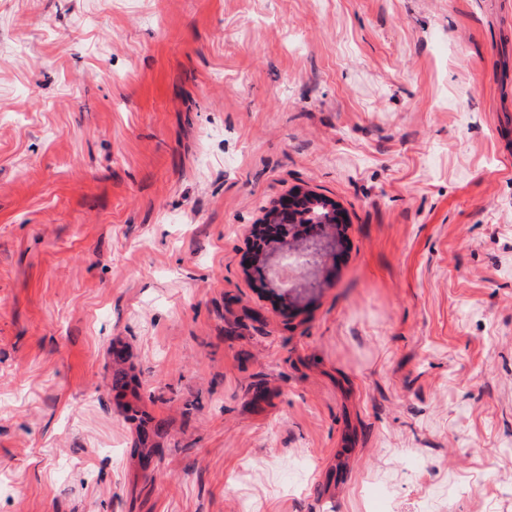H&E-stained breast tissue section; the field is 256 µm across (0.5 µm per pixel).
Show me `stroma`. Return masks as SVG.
Segmentation results:
<instances>
[{"mask_svg": "<svg viewBox=\"0 0 512 512\" xmlns=\"http://www.w3.org/2000/svg\"><path fill=\"white\" fill-rule=\"evenodd\" d=\"M507 448L512 0H0V512H512ZM310 194L309 192L295 194L291 203L288 204V208L277 207L273 209L266 220L277 224L267 223L257 224L255 226L252 234L253 239L250 240V243L251 250L256 259L265 251V248L268 247L270 243L280 240L284 235L287 236L293 227L300 224L301 211L306 204V197ZM279 224H283L284 235L280 230Z\"/></svg>", "mask_w": 512, "mask_h": 512, "instance_id": "obj_1", "label": "stroma"}]
</instances>
